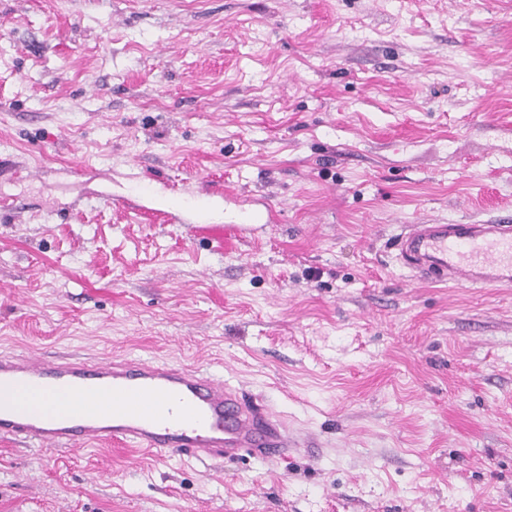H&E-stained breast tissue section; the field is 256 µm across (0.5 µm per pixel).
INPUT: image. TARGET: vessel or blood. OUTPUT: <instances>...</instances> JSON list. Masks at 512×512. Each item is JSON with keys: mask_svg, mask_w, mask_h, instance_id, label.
<instances>
[{"mask_svg": "<svg viewBox=\"0 0 512 512\" xmlns=\"http://www.w3.org/2000/svg\"><path fill=\"white\" fill-rule=\"evenodd\" d=\"M398 256L415 277L512 284V221L408 224ZM0 436L81 450L112 441L175 458L264 460L301 448L260 403L201 371L141 359L0 353Z\"/></svg>", "mask_w": 512, "mask_h": 512, "instance_id": "obj_1", "label": "vessel or blood"}]
</instances>
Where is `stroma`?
Wrapping results in <instances>:
<instances>
[{"label":"stroma","instance_id":"stroma-1","mask_svg":"<svg viewBox=\"0 0 512 512\" xmlns=\"http://www.w3.org/2000/svg\"><path fill=\"white\" fill-rule=\"evenodd\" d=\"M205 180L233 244L152 214ZM2 199L0 352L191 367L317 448L0 439V512H512V287L394 247L512 218V0H0Z\"/></svg>","mask_w":512,"mask_h":512}]
</instances>
